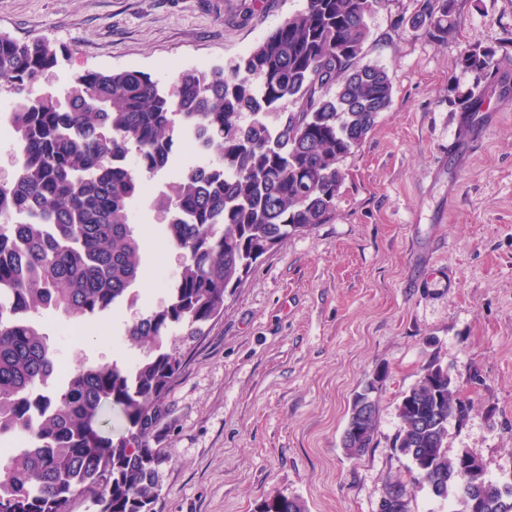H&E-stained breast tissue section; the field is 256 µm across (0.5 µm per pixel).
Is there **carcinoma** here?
Instances as JSON below:
<instances>
[{
    "label": "carcinoma",
    "mask_w": 512,
    "mask_h": 512,
    "mask_svg": "<svg viewBox=\"0 0 512 512\" xmlns=\"http://www.w3.org/2000/svg\"><path fill=\"white\" fill-rule=\"evenodd\" d=\"M383 0H304L230 69L185 70L163 85L139 70H85L58 94L28 88L53 71L64 50L44 38L0 34V94L14 99L11 179L0 181V512H154L159 450L149 444L161 406L181 372L179 343L203 335L224 309V289L288 236L330 219L355 153L392 103L387 70L361 63L368 19ZM458 0H420L397 26L440 42L458 35ZM457 65L474 76L448 87V103L476 118L489 108L496 50L469 46ZM204 138L207 158L167 189L148 195L143 177L169 171L175 138ZM163 215L180 269L156 309L125 328L141 356L79 365L53 391L56 350L39 322L45 310L90 319L132 306L141 246L132 210ZM117 407L125 432L101 425ZM470 401L448 368L429 363L403 392L393 447L412 462L411 482L436 498L477 501L475 512H512V485L487 475L463 448L448 454V421ZM377 401L355 398L341 436L349 458L377 437ZM408 483L384 486L378 512H411ZM275 512H306L297 497L263 501Z\"/></svg>",
    "instance_id": "1"
}]
</instances>
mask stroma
<instances>
[{"label": "stroma", "instance_id": "1", "mask_svg": "<svg viewBox=\"0 0 512 512\" xmlns=\"http://www.w3.org/2000/svg\"><path fill=\"white\" fill-rule=\"evenodd\" d=\"M244 2L0 0V33L65 49L34 97L83 70L137 69L167 84L185 69L231 67L303 4L254 0L247 15ZM416 9L385 0L368 20L363 61L387 69L393 102L343 160L330 221L261 256L184 347L149 437L165 456L154 512H255L277 493L308 512H377L385 483L410 478L392 446L396 406L433 361L481 378L468 418L448 423L449 453L469 449L492 479L512 483V100L469 155L448 150L460 128L448 85L472 83L457 58L479 45L512 63V0H458L448 42L396 27ZM134 218L137 306L75 321L73 339L45 313L61 371L136 357L124 329L164 300L159 268L179 270L156 214L143 206ZM377 372L376 446L351 459L341 435Z\"/></svg>", "mask_w": 512, "mask_h": 512}]
</instances>
